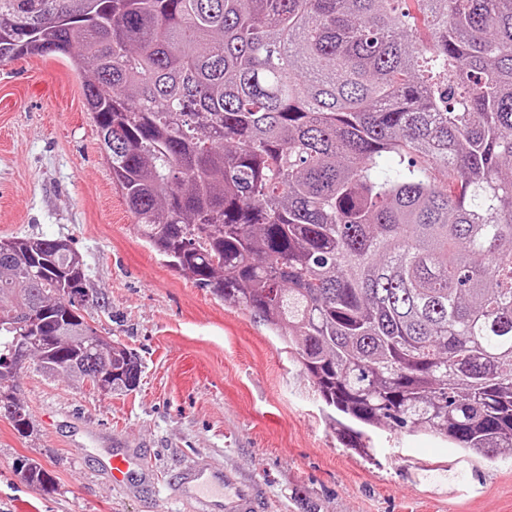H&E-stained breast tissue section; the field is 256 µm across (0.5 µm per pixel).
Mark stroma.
<instances>
[{"mask_svg": "<svg viewBox=\"0 0 512 512\" xmlns=\"http://www.w3.org/2000/svg\"><path fill=\"white\" fill-rule=\"evenodd\" d=\"M13 238L70 241L89 295L109 304H86L88 323L133 349L141 381L102 395L22 369L31 429L0 417V512H192L171 480L201 455L255 484L265 512H512V457L386 426L347 448L343 417L281 340L139 238L81 80L59 59L0 63V239ZM117 448L149 451L156 484L120 493L105 470ZM26 460L53 489L20 479Z\"/></svg>", "mask_w": 512, "mask_h": 512, "instance_id": "1", "label": "stroma"}]
</instances>
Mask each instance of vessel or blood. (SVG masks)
I'll return each mask as SVG.
<instances>
[{
	"label": "vessel or blood",
	"mask_w": 512,
	"mask_h": 512,
	"mask_svg": "<svg viewBox=\"0 0 512 512\" xmlns=\"http://www.w3.org/2000/svg\"><path fill=\"white\" fill-rule=\"evenodd\" d=\"M115 487L133 494L153 485L154 475L139 448H120L107 464ZM177 495L188 496L194 512H263L258 488L228 470L204 464L182 468L173 483Z\"/></svg>",
	"instance_id": "1"
}]
</instances>
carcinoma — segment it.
Here are the masks:
<instances>
[{
  "label": "carcinoma",
  "mask_w": 512,
  "mask_h": 512,
  "mask_svg": "<svg viewBox=\"0 0 512 512\" xmlns=\"http://www.w3.org/2000/svg\"><path fill=\"white\" fill-rule=\"evenodd\" d=\"M32 56L85 78L144 241L277 332L351 447L392 425L512 453V0H0V62ZM13 242L0 416L24 435L19 343L114 392L141 365L87 322L71 245Z\"/></svg>",
  "instance_id": "cac0c4a2"
}]
</instances>
